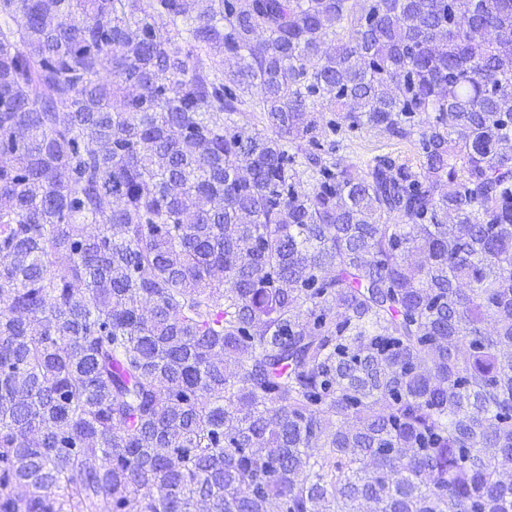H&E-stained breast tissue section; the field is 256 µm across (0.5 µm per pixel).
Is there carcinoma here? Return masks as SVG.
I'll list each match as a JSON object with an SVG mask.
<instances>
[{
  "instance_id": "cac0c4a2",
  "label": "carcinoma",
  "mask_w": 512,
  "mask_h": 512,
  "mask_svg": "<svg viewBox=\"0 0 512 512\" xmlns=\"http://www.w3.org/2000/svg\"><path fill=\"white\" fill-rule=\"evenodd\" d=\"M0 155V512H512V0H0ZM346 136L345 148L337 153L336 159L358 163L367 156L391 153L401 162H408L413 165L418 163L416 154L406 142L386 134L374 130L368 132L363 130Z\"/></svg>"
}]
</instances>
